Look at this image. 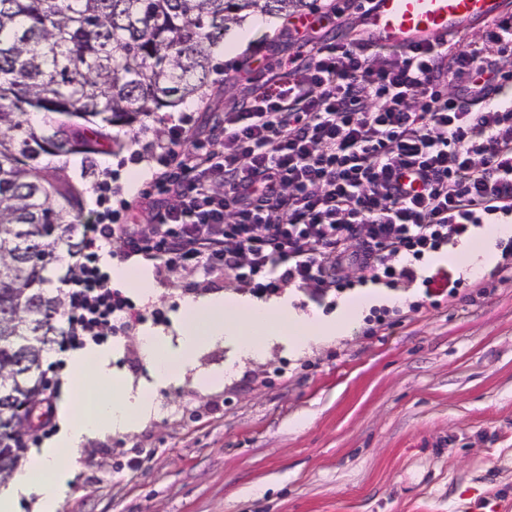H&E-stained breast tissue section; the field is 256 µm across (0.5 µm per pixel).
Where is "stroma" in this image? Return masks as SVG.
Returning a JSON list of instances; mask_svg holds the SVG:
<instances>
[{
  "mask_svg": "<svg viewBox=\"0 0 512 512\" xmlns=\"http://www.w3.org/2000/svg\"><path fill=\"white\" fill-rule=\"evenodd\" d=\"M287 17L251 15L216 50L204 96L117 130L121 149L96 157L85 183L87 220L129 222L121 201L131 171L160 167L157 144L180 116L195 135L229 110L225 90L251 49L290 48ZM417 278L388 286L393 301L369 307L349 336L295 355L279 343L257 358L216 342L174 382L153 385L140 338L146 321L105 348L114 374L150 386L155 414L126 432L86 438L61 460L68 489L56 512H472L481 498L512 508V270L464 280L449 298L440 277L454 263H416ZM149 308L175 335L182 302L242 295L232 280L151 269ZM356 288L314 294L288 285L281 297L308 314L335 312ZM386 314L390 329L374 331Z\"/></svg>",
  "mask_w": 512,
  "mask_h": 512,
  "instance_id": "stroma-1",
  "label": "stroma"
}]
</instances>
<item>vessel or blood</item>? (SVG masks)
I'll return each mask as SVG.
<instances>
[{
	"label": "vessel or blood",
	"mask_w": 512,
	"mask_h": 512,
	"mask_svg": "<svg viewBox=\"0 0 512 512\" xmlns=\"http://www.w3.org/2000/svg\"><path fill=\"white\" fill-rule=\"evenodd\" d=\"M499 9L500 0H373L365 37L375 48H409Z\"/></svg>",
	"instance_id": "vessel-or-blood-1"
}]
</instances>
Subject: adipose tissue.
Masks as SVG:
<instances>
[{
	"instance_id": "ef3b65f1",
	"label": "adipose tissue",
	"mask_w": 512,
	"mask_h": 512,
	"mask_svg": "<svg viewBox=\"0 0 512 512\" xmlns=\"http://www.w3.org/2000/svg\"><path fill=\"white\" fill-rule=\"evenodd\" d=\"M512 236L511 223L486 224L473 240H459L437 262L455 260L474 274L490 271L497 262L494 243ZM387 295L367 288L352 302L336 309L335 316L296 313L288 303H267L237 296H207L187 299L180 309L177 344H170L163 331L147 332L141 341L143 354L156 383L171 382L174 363L183 368L205 344L225 340L244 357L262 354L270 341L301 352L332 337L348 336L356 329L364 308L384 302ZM72 381L61 405L59 429L47 447L33 449L27 461L0 482V512H18L22 501L32 502L34 512H56L67 489L68 476L60 466L68 449L78 447L86 436L110 430L126 431L151 413L144 392L132 391L113 375L110 354L98 348L72 352L67 360Z\"/></svg>"
}]
</instances>
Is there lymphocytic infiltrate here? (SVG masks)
Instances as JSON below:
<instances>
[{
    "mask_svg": "<svg viewBox=\"0 0 512 512\" xmlns=\"http://www.w3.org/2000/svg\"><path fill=\"white\" fill-rule=\"evenodd\" d=\"M343 16L289 21L287 67L247 57L241 105L190 151L170 128L144 216L82 225L63 350L163 318L112 286L103 241L123 260L224 274L258 295L325 293L415 278L414 262L470 225L512 216V12L467 44L400 50L350 37Z\"/></svg>",
    "mask_w": 512,
    "mask_h": 512,
    "instance_id": "obj_1",
    "label": "lymphocytic infiltrate"
}]
</instances>
